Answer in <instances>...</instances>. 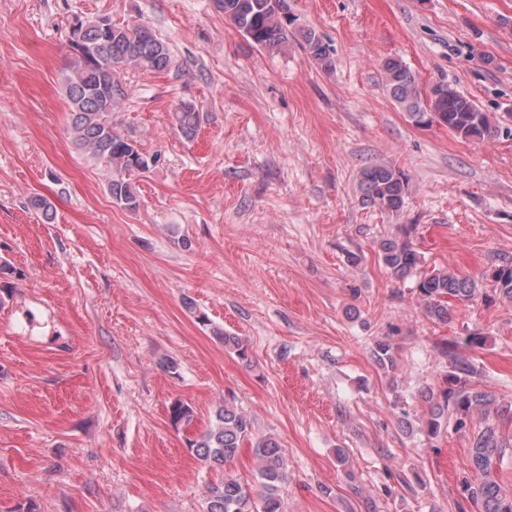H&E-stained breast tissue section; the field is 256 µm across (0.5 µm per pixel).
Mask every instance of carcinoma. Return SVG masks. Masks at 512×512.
Here are the masks:
<instances>
[{
    "mask_svg": "<svg viewBox=\"0 0 512 512\" xmlns=\"http://www.w3.org/2000/svg\"><path fill=\"white\" fill-rule=\"evenodd\" d=\"M224 18L256 47L281 52L298 44L321 69L332 67L333 49L315 29L296 23L288 0H218ZM74 55L64 82L69 105L68 135L76 149L112 168L108 193L117 206L136 212L141 197L132 176L149 168L148 158L135 141L112 127V110L127 97L118 85L121 71L130 66L164 71L172 64L168 45L144 25L119 26L106 16L79 19L72 29ZM385 86L392 99L417 126H444L464 139H494L512 136V129L483 111L454 85L441 80L425 93L410 67L398 57L381 64ZM181 133L192 138L203 114L183 105L174 113ZM360 203L384 212L399 213L409 193L406 175L386 164H370L360 171ZM415 225L401 224L395 235L380 238L378 259L398 281L414 279V288L424 314L440 323L452 320L454 301H469L480 294L479 281L447 268L422 269L423 260L412 240ZM481 279L492 283L498 297L512 302V261L504 259L489 267ZM211 332L224 348L243 363L251 361L248 344L238 336L213 326ZM448 370L442 385L422 397L430 404L428 417L418 431L433 440L448 431L467 428L474 412L484 418L483 425L471 433L466 465L467 479L462 484L463 499L477 512H512V491L493 479L512 438L500 434L504 422L512 423V402L470 384L474 367L457 353V342L440 343ZM373 361L382 369L396 366V347L377 340L371 348ZM193 408L179 400L169 406L171 423L188 428L194 421ZM187 448L204 464L220 474L208 488L206 512H285L281 489L288 482V464L280 443L271 435H258L253 419L233 407H219L208 429L186 438ZM252 448L258 462V487L242 484L228 470L245 447Z\"/></svg>",
    "mask_w": 512,
    "mask_h": 512,
    "instance_id": "obj_1",
    "label": "carcinoma"
}]
</instances>
